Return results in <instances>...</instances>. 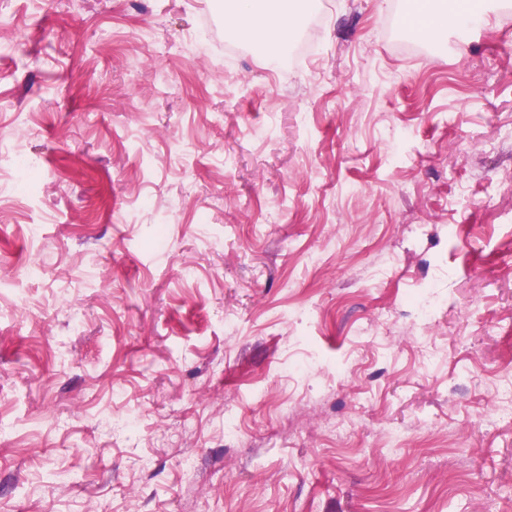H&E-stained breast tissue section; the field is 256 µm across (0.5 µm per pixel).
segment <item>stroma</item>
Returning <instances> with one entry per match:
<instances>
[{
	"mask_svg": "<svg viewBox=\"0 0 512 512\" xmlns=\"http://www.w3.org/2000/svg\"><path fill=\"white\" fill-rule=\"evenodd\" d=\"M411 4L0 0V512H512V6ZM317 0H224V21L236 34L284 50L301 28L302 19ZM446 6L436 11L431 7V10L423 21L421 31L429 38L439 41L447 36L448 28H467L474 22L475 16L479 19L484 17L483 14H466L465 12L451 6L450 2L455 1H442Z\"/></svg>",
	"mask_w": 512,
	"mask_h": 512,
	"instance_id": "35a3bbf8",
	"label": "stroma"
}]
</instances>
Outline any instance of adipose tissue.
Returning <instances> with one entry per match:
<instances>
[{
    "mask_svg": "<svg viewBox=\"0 0 512 512\" xmlns=\"http://www.w3.org/2000/svg\"><path fill=\"white\" fill-rule=\"evenodd\" d=\"M317 0H223L224 21L234 33L284 50L301 28Z\"/></svg>",
    "mask_w": 512,
    "mask_h": 512,
    "instance_id": "ef3b65f1",
    "label": "adipose tissue"
}]
</instances>
